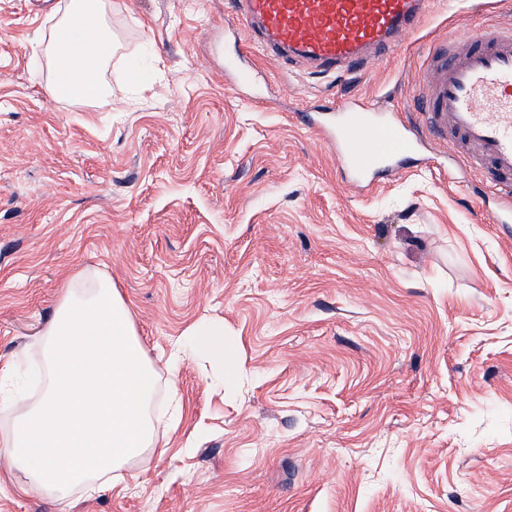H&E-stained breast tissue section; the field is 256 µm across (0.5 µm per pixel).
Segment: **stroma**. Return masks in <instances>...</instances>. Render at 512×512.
I'll return each instance as SVG.
<instances>
[{
    "instance_id": "35a3bbf8",
    "label": "stroma",
    "mask_w": 512,
    "mask_h": 512,
    "mask_svg": "<svg viewBox=\"0 0 512 512\" xmlns=\"http://www.w3.org/2000/svg\"><path fill=\"white\" fill-rule=\"evenodd\" d=\"M63 0H0V366L39 345L77 271L111 278L148 357L222 321L236 382L161 370V448L61 500L10 463L0 512H512V227L443 157L372 193L301 110L417 96L430 48L512 27V0H436L370 75L311 76L224 45L231 0H111L110 98L45 91ZM244 54L247 53L235 39V52L228 61L226 71L232 73L235 84L249 86L253 83V72L248 66L241 64Z\"/></svg>"
}]
</instances>
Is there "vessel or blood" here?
<instances>
[{"instance_id": "vessel-or-blood-1", "label": "vessel or blood", "mask_w": 512, "mask_h": 512, "mask_svg": "<svg viewBox=\"0 0 512 512\" xmlns=\"http://www.w3.org/2000/svg\"><path fill=\"white\" fill-rule=\"evenodd\" d=\"M432 0H234L271 61L312 72L369 71L419 30ZM236 48L226 70L235 84L253 72ZM419 112L350 97L305 115L336 152L347 187L369 192L419 159L428 144L456 159L494 190L495 223L512 222V29L492 26L474 40L435 50L426 66Z\"/></svg>"}]
</instances>
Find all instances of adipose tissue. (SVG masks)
Masks as SVG:
<instances>
[{
    "label": "adipose tissue",
    "mask_w": 512,
    "mask_h": 512,
    "mask_svg": "<svg viewBox=\"0 0 512 512\" xmlns=\"http://www.w3.org/2000/svg\"><path fill=\"white\" fill-rule=\"evenodd\" d=\"M108 0H65L47 44L50 75L47 92L57 99L94 104L108 98L105 72L112 59V27ZM182 353L205 350L224 361L231 345L224 324L210 321L190 328Z\"/></svg>",
    "instance_id": "obj_1"
}]
</instances>
